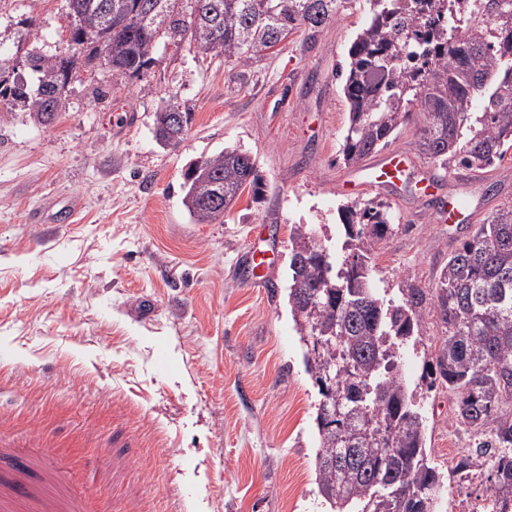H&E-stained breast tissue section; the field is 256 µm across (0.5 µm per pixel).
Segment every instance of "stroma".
<instances>
[{
    "label": "stroma",
    "instance_id": "35a3bbf8",
    "mask_svg": "<svg viewBox=\"0 0 512 512\" xmlns=\"http://www.w3.org/2000/svg\"><path fill=\"white\" fill-rule=\"evenodd\" d=\"M65 0H0V72L24 69L36 39L64 49ZM37 28H30L29 19ZM365 12L350 11L311 44L292 36L246 67L168 46L146 82L78 69L48 127L0 115V448H45L29 478L55 475L89 512H327L318 495V389L288 305L290 227L312 224L333 244L344 232L338 159L349 104L337 67ZM191 113L184 141L164 147L153 115ZM127 115L112 120L114 111ZM420 115L392 142L416 166L390 205L399 226L378 245V288L405 276L432 286L476 223L512 208V149L485 181L447 173L419 203L431 163L415 152ZM235 146L253 156L261 193L242 191L214 224L183 204L189 162ZM463 197L473 220L441 224L434 209ZM275 249L271 287L244 276L247 242ZM455 399L425 394L431 461L452 472L475 438L457 427ZM481 473L454 476L442 512L488 493Z\"/></svg>",
    "mask_w": 512,
    "mask_h": 512
}]
</instances>
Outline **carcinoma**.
Returning a JSON list of instances; mask_svg holds the SVG:
<instances>
[{"label": "carcinoma", "mask_w": 512, "mask_h": 512, "mask_svg": "<svg viewBox=\"0 0 512 512\" xmlns=\"http://www.w3.org/2000/svg\"><path fill=\"white\" fill-rule=\"evenodd\" d=\"M70 52H26L29 76L0 79V111L49 126L77 64L137 77L189 33L201 59L247 67L284 34L313 42L359 6L368 19L336 70L350 105L340 149L354 165L388 146L418 112L417 151L442 169L494 168L512 148V0H66ZM191 113H154L164 146L183 140ZM259 189L251 154L227 147L190 164L183 206L197 224L224 217L244 187ZM348 251L291 227L288 291L304 365L318 388L319 495L332 512H441L447 476L430 463L424 418L400 370L423 327L442 336L424 355L418 386L457 399L455 423L479 437L457 473L489 468L487 512H512V209L476 225L435 286L407 277L397 293L373 277L378 243L396 217L382 202L339 207Z\"/></svg>", "instance_id": "obj_1"}]
</instances>
